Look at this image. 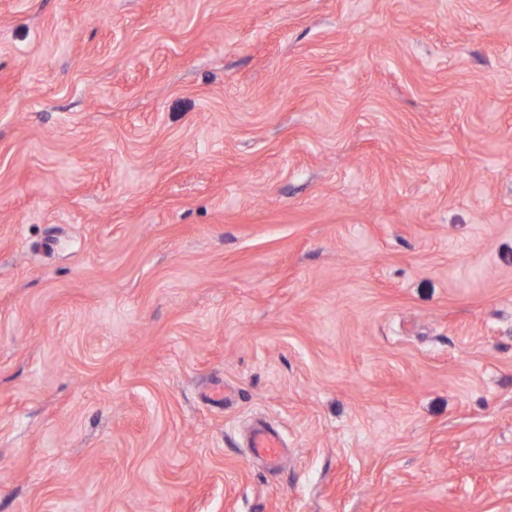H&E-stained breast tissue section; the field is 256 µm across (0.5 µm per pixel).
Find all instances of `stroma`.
Segmentation results:
<instances>
[{"label": "stroma", "instance_id": "obj_1", "mask_svg": "<svg viewBox=\"0 0 512 512\" xmlns=\"http://www.w3.org/2000/svg\"><path fill=\"white\" fill-rule=\"evenodd\" d=\"M0 512H512V0H0ZM248 446L252 454L262 459L270 468L278 466L283 445L276 431L265 426L253 428Z\"/></svg>", "mask_w": 512, "mask_h": 512}]
</instances>
